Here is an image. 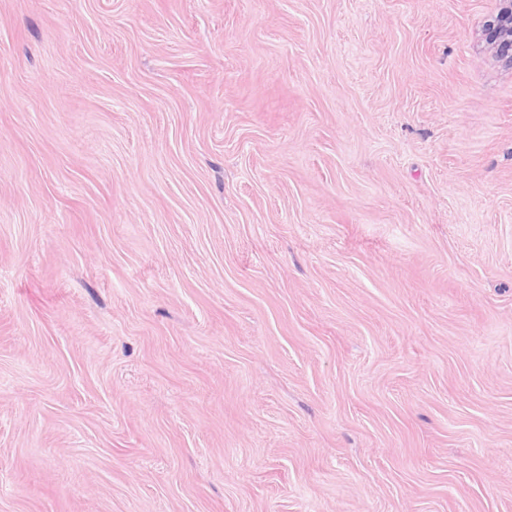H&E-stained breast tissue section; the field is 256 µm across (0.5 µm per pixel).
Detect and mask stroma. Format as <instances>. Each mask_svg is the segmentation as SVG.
<instances>
[{
	"mask_svg": "<svg viewBox=\"0 0 512 512\" xmlns=\"http://www.w3.org/2000/svg\"><path fill=\"white\" fill-rule=\"evenodd\" d=\"M498 0H0V512H512Z\"/></svg>",
	"mask_w": 512,
	"mask_h": 512,
	"instance_id": "stroma-1",
	"label": "stroma"
}]
</instances>
